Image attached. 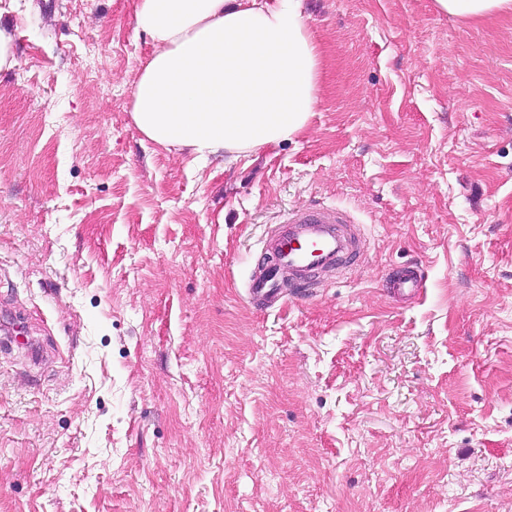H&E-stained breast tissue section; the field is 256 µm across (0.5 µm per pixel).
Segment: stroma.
I'll return each instance as SVG.
<instances>
[{
    "mask_svg": "<svg viewBox=\"0 0 512 512\" xmlns=\"http://www.w3.org/2000/svg\"><path fill=\"white\" fill-rule=\"evenodd\" d=\"M134 6L0 16V512H512V14L306 0L318 102L228 164L137 130ZM310 205L361 244L253 308ZM424 278V271L422 269L418 266H410L403 274L391 281L390 288L398 295L416 298L422 293Z\"/></svg>",
    "mask_w": 512,
    "mask_h": 512,
    "instance_id": "obj_1",
    "label": "stroma"
}]
</instances>
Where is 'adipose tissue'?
<instances>
[{
    "instance_id": "adipose-tissue-1",
    "label": "adipose tissue",
    "mask_w": 512,
    "mask_h": 512,
    "mask_svg": "<svg viewBox=\"0 0 512 512\" xmlns=\"http://www.w3.org/2000/svg\"><path fill=\"white\" fill-rule=\"evenodd\" d=\"M448 15L512 13V0H435ZM153 51L131 88L146 139L236 161L292 140L317 103L320 56L304 0H136Z\"/></svg>"
}]
</instances>
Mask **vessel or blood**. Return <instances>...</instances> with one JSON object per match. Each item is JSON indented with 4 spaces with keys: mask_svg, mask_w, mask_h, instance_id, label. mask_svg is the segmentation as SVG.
Here are the masks:
<instances>
[{
    "mask_svg": "<svg viewBox=\"0 0 512 512\" xmlns=\"http://www.w3.org/2000/svg\"><path fill=\"white\" fill-rule=\"evenodd\" d=\"M355 241L356 230L346 214L317 206L290 213L287 223L277 225L266 240L271 259L246 285L249 304L268 309L282 302L283 279L298 280L312 270L336 265ZM423 286L424 272L416 266L391 282L396 294L408 298L418 297Z\"/></svg>",
    "mask_w": 512,
    "mask_h": 512,
    "instance_id": "obj_1",
    "label": "vessel or blood"
}]
</instances>
